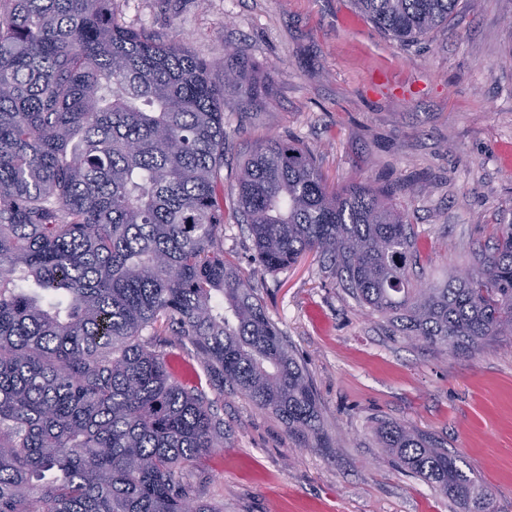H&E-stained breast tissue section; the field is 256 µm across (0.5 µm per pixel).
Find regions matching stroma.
Here are the masks:
<instances>
[{
	"mask_svg": "<svg viewBox=\"0 0 512 512\" xmlns=\"http://www.w3.org/2000/svg\"><path fill=\"white\" fill-rule=\"evenodd\" d=\"M125 25L178 36L207 60L243 57L270 96L239 116L224 94V251L308 369L325 447L225 387L224 445L191 476L221 512H460L398 470L378 422L444 439L512 512V345L461 353L392 334L312 258L261 272L236 224V172L253 147L295 138L329 184L401 183L394 201L418 234L429 282L474 263L512 218V0H458L447 27L402 45L351 0H117ZM388 85L372 82L375 72Z\"/></svg>",
	"mask_w": 512,
	"mask_h": 512,
	"instance_id": "stroma-1",
	"label": "stroma"
}]
</instances>
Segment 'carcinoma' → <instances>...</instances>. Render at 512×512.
I'll use <instances>...</instances> for the list:
<instances>
[{
  "label": "carcinoma",
  "instance_id": "carcinoma-1",
  "mask_svg": "<svg viewBox=\"0 0 512 512\" xmlns=\"http://www.w3.org/2000/svg\"><path fill=\"white\" fill-rule=\"evenodd\" d=\"M116 0H11L0 12V512H215L186 472L224 447L216 401L168 371L190 351L291 434L321 445L308 371L224 255V91L255 67L126 26ZM458 0H354L402 45ZM237 223L261 272L312 254L387 327L430 346L512 339V221L467 271L415 279L391 187L329 186L276 138L240 164ZM382 448L464 512H497L445 442L383 422Z\"/></svg>",
  "mask_w": 512,
  "mask_h": 512
}]
</instances>
